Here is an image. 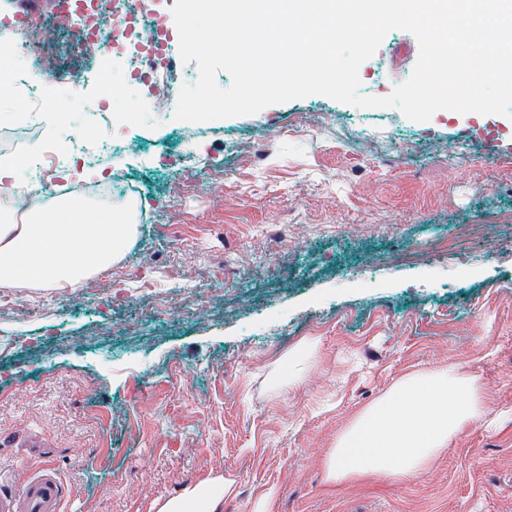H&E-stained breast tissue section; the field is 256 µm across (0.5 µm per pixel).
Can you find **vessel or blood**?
I'll use <instances>...</instances> for the list:
<instances>
[{
	"instance_id": "1",
	"label": "vessel or blood",
	"mask_w": 512,
	"mask_h": 512,
	"mask_svg": "<svg viewBox=\"0 0 512 512\" xmlns=\"http://www.w3.org/2000/svg\"><path fill=\"white\" fill-rule=\"evenodd\" d=\"M68 498L65 485L56 469L38 464L15 496H0V512H64Z\"/></svg>"
}]
</instances>
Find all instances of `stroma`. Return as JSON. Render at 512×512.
Instances as JSON below:
<instances>
[{
  "label": "stroma",
  "mask_w": 512,
  "mask_h": 512,
  "mask_svg": "<svg viewBox=\"0 0 512 512\" xmlns=\"http://www.w3.org/2000/svg\"><path fill=\"white\" fill-rule=\"evenodd\" d=\"M416 38L389 32L360 92L407 81ZM98 54L46 68L111 112L136 89ZM42 138L111 137L48 97ZM103 167L137 231L74 288H13L0 310V484L47 460L71 512H153L234 480L224 512H512V118L358 108L323 95L209 124L129 115ZM317 343L300 387L271 386ZM455 364L485 393L404 483L332 485L336 435L402 375Z\"/></svg>",
  "instance_id": "35a3bbf8"
}]
</instances>
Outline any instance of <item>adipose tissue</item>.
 <instances>
[{"label":"adipose tissue","instance_id":"adipose-tissue-1","mask_svg":"<svg viewBox=\"0 0 512 512\" xmlns=\"http://www.w3.org/2000/svg\"><path fill=\"white\" fill-rule=\"evenodd\" d=\"M27 183L11 157L0 159V286L73 288L110 267L135 227L84 202L26 200ZM488 400L453 364L410 372L341 430L323 466L330 484L418 476L449 442L481 418ZM233 481L198 485L155 502L156 512H223Z\"/></svg>","mask_w":512,"mask_h":512}]
</instances>
